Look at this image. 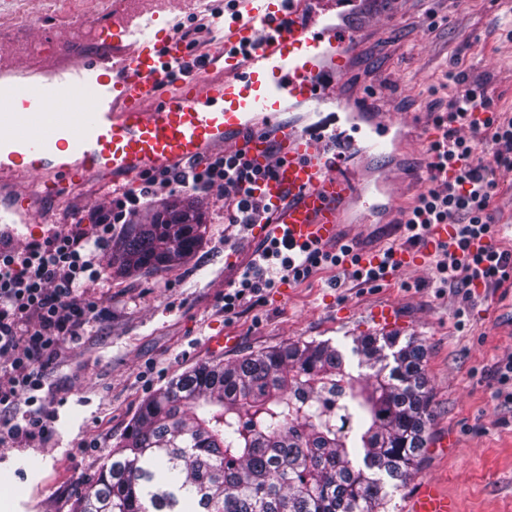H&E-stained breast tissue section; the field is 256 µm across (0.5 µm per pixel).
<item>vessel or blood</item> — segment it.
Segmentation results:
<instances>
[{"instance_id":"obj_1","label":"vessel or blood","mask_w":512,"mask_h":512,"mask_svg":"<svg viewBox=\"0 0 512 512\" xmlns=\"http://www.w3.org/2000/svg\"><path fill=\"white\" fill-rule=\"evenodd\" d=\"M98 22L21 38L0 26L17 63L0 68V229L24 237L47 201L102 179L138 184L207 157L249 161L255 194L273 206L249 227L252 243L288 237L336 251L351 205L400 220L392 196L371 193L355 159L388 154L399 118L349 91L354 24L368 0H101ZM216 45L192 60L179 38L192 19ZM53 54H46V45ZM431 224L426 243L395 255L397 270L449 243ZM410 512H455L423 484Z\"/></svg>"}]
</instances>
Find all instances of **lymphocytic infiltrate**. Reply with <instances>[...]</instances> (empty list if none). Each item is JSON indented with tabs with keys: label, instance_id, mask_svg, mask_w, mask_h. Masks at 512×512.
<instances>
[{
	"label": "lymphocytic infiltrate",
	"instance_id": "obj_1",
	"mask_svg": "<svg viewBox=\"0 0 512 512\" xmlns=\"http://www.w3.org/2000/svg\"><path fill=\"white\" fill-rule=\"evenodd\" d=\"M484 120H476V113ZM441 130L439 139L427 150L425 167L430 187L415 201L403 225L405 245H421L427 225L455 218L453 249L438 252L436 269L440 282L462 301H469L472 288L500 287L512 274V248L495 245L472 251L474 241L493 238L495 219L490 212L495 184L489 177L490 164L512 166V116L493 108L490 99L467 89L453 95L445 109L433 116ZM470 128V137L459 134ZM490 150V161L476 154L477 144ZM256 170L238 159L221 155L182 169L143 178L137 188L123 192L113 210L96 212L90 223L53 225L46 233L31 238L24 246L0 234V406H38L36 416L24 421L0 423V447L11 448L23 441L46 436L51 414L39 404L45 387L44 368L61 356L64 341L87 335L99 313V304L88 295L86 283L104 278L97 262L98 249L110 242L117 223L127 214L151 202L159 188L198 191L220 184L228 189L234 224H255L268 218L269 204L254 195ZM281 242H274L275 270L262 267L246 271L235 288L224 294L223 311L231 315L255 303L276 283L305 281L322 266L342 268L345 279L355 287L384 278L394 269V248L383 250L377 265L364 266L353 245L338 252L309 250L301 262L282 257Z\"/></svg>",
	"mask_w": 512,
	"mask_h": 512
}]
</instances>
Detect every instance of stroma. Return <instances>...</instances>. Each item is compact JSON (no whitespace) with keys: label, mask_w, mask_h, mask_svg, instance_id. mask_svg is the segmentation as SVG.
I'll list each match as a JSON object with an SVG mask.
<instances>
[{"label":"stroma","mask_w":512,"mask_h":512,"mask_svg":"<svg viewBox=\"0 0 512 512\" xmlns=\"http://www.w3.org/2000/svg\"><path fill=\"white\" fill-rule=\"evenodd\" d=\"M99 0H0V23L37 39L43 24L87 23ZM361 54L350 83L374 88L373 108L399 118L428 115L433 90L446 72L465 88L483 90L512 114V0H379L360 26ZM437 133L397 151L393 160L360 161L369 183L394 170L400 206L414 200L411 176L424 173L426 148ZM111 183L88 185L47 209L58 224L111 210ZM193 200L206 225L201 245L182 264L152 276L109 271L111 245L97 252L104 281L87 290L99 300L92 335L65 342L63 358L46 371L52 418L45 440L0 447V512H71L74 496L111 454L141 401L186 368L293 342L328 341L350 369L359 336L397 330L425 346L431 380V437L407 483L390 489L388 512H410L421 484L453 499L457 512H512V408L495 396L491 367L512 353V296L503 288L473 289L470 302L442 290L434 259L391 280L361 288L339 284L341 268L324 266L309 279L268 290L233 316L222 311L224 293L241 279L252 249L246 228L230 223L226 193L163 192L131 222L149 221L158 205ZM375 253L398 244L391 225L354 212L346 232ZM389 304L397 324L380 325L374 312ZM464 316H457L458 308ZM230 343L214 348L213 337Z\"/></svg>","instance_id":"35a3bbf8"}]
</instances>
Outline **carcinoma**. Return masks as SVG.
Listing matches in <instances>:
<instances>
[{"label":"carcinoma","instance_id":"cac0c4a2","mask_svg":"<svg viewBox=\"0 0 512 512\" xmlns=\"http://www.w3.org/2000/svg\"><path fill=\"white\" fill-rule=\"evenodd\" d=\"M204 233L196 208L168 204L128 225L112 268L171 270ZM354 351L363 376L326 341L188 368L140 405L72 512H385L387 482L427 448L424 348L358 336Z\"/></svg>","mask_w":512,"mask_h":512}]
</instances>
